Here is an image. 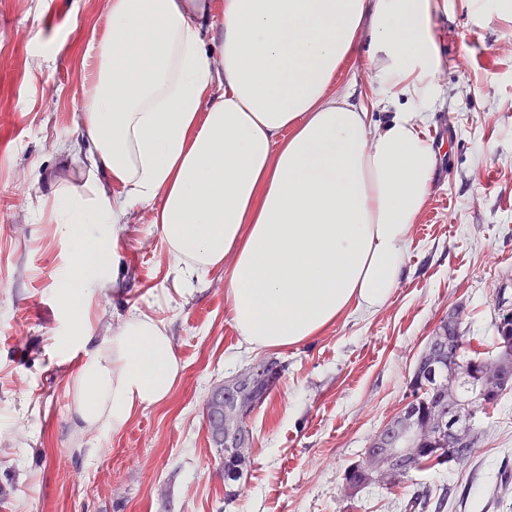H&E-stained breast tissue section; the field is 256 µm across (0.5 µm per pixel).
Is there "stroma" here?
<instances>
[{
  "mask_svg": "<svg viewBox=\"0 0 512 512\" xmlns=\"http://www.w3.org/2000/svg\"><path fill=\"white\" fill-rule=\"evenodd\" d=\"M432 19L442 96L424 128L440 149L429 202L411 232L407 272L371 315L348 311L297 347L248 416L247 477L232 503L213 476L203 400L266 352L245 351L224 304L227 270L195 289L148 211L121 220L110 244L117 271L88 302L91 330L111 336L129 315L164 321L184 366L170 398L119 432L86 426L69 383L85 359L60 353L62 305L53 290L69 245L52 221L54 197L82 189L76 145L88 87L86 54L109 0H0V506L8 512H405L428 488L442 512H512V392L475 420L461 466L413 473L397 485L351 491L345 471L400 410L418 355L449 310L475 350L491 354L499 306L512 310V13L485 17L447 0ZM335 82L376 100L365 55Z\"/></svg>",
  "mask_w": 512,
  "mask_h": 512,
  "instance_id": "obj_1",
  "label": "stroma"
}]
</instances>
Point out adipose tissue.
<instances>
[{
  "instance_id": "obj_1",
  "label": "adipose tissue",
  "mask_w": 512,
  "mask_h": 512,
  "mask_svg": "<svg viewBox=\"0 0 512 512\" xmlns=\"http://www.w3.org/2000/svg\"><path fill=\"white\" fill-rule=\"evenodd\" d=\"M439 0H221L217 43L199 0H110L90 42L94 91L82 133L94 181L57 197L70 246L54 283L68 300L66 346L89 348L70 381L86 424L122 430L164 403L183 373L163 321L124 320L93 342L90 295L111 282L118 214L152 210L186 281L227 265L224 301L249 351L295 347L354 309L388 303L406 273L411 228L439 150L424 134L442 94L431 21ZM365 50L398 103L383 123L331 92Z\"/></svg>"
}]
</instances>
